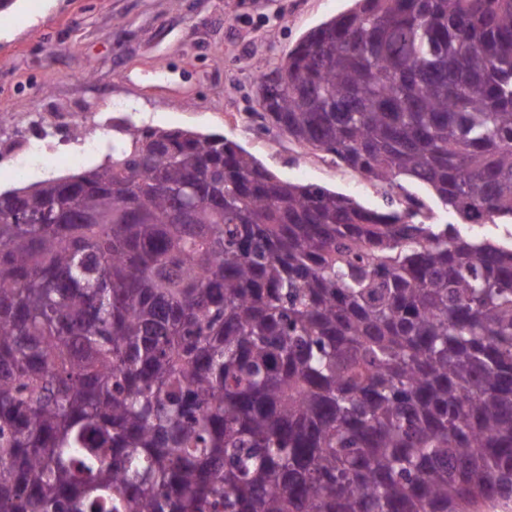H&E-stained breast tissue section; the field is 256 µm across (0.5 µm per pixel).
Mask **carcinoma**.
Here are the masks:
<instances>
[{"instance_id": "1", "label": "carcinoma", "mask_w": 512, "mask_h": 512, "mask_svg": "<svg viewBox=\"0 0 512 512\" xmlns=\"http://www.w3.org/2000/svg\"><path fill=\"white\" fill-rule=\"evenodd\" d=\"M258 117L512 219V0H354ZM0 192V512H509L512 248L112 125Z\"/></svg>"}]
</instances>
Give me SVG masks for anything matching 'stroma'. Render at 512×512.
Returning <instances> with one entry per match:
<instances>
[{
    "instance_id": "35a3bbf8",
    "label": "stroma",
    "mask_w": 512,
    "mask_h": 512,
    "mask_svg": "<svg viewBox=\"0 0 512 512\" xmlns=\"http://www.w3.org/2000/svg\"><path fill=\"white\" fill-rule=\"evenodd\" d=\"M15 0L0 11V189L29 139L49 133L51 163L32 178L72 173L70 156L96 149L101 163L112 125L182 128L224 135L280 178L318 184L386 208L384 189L333 156L264 129L256 75L270 70L309 31L353 0ZM49 86H42V78Z\"/></svg>"
}]
</instances>
